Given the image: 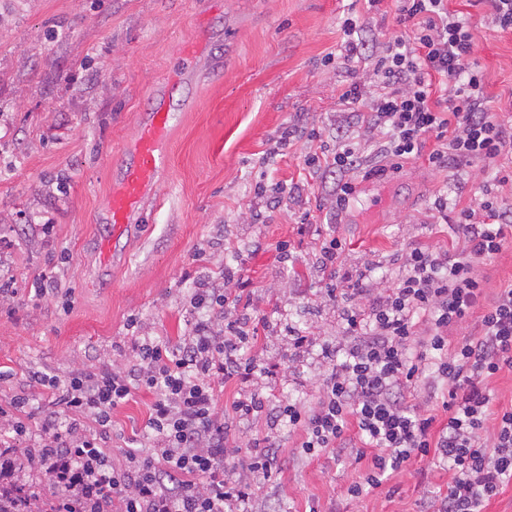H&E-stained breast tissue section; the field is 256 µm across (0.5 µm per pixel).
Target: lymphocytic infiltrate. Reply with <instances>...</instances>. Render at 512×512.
Instances as JSON below:
<instances>
[{"mask_svg": "<svg viewBox=\"0 0 512 512\" xmlns=\"http://www.w3.org/2000/svg\"><path fill=\"white\" fill-rule=\"evenodd\" d=\"M382 0H361L341 17V57L365 61L363 17ZM400 30L382 41L369 80L339 94L347 108L363 107L364 135L372 153L346 141L333 157L307 154L304 163L333 175L334 211L343 215L358 195L359 180H383L402 162L422 158L443 172L512 157V124L493 112L478 65L474 33L448 0H396ZM456 246L413 245L401 255L392 286L374 289L373 266L343 272L345 245L337 236L320 246L322 297L341 310L345 340L328 355L314 402L276 407L274 424L303 434L302 451L340 463L370 459L363 480L347 492L377 487L414 458L448 469L447 493L431 495L424 512H483L512 481V406L498 407L488 387L512 371V286L486 298L479 263L512 239V208L488 194L457 209ZM205 311L182 347L145 340L134 369L85 371L61 380L34 376L32 392L83 414L92 428L45 421L26 450L52 488L55 512H246L251 485L279 473L272 427H263L264 390L275 366L261 352L272 331L254 303V288L239 264H225L223 288L192 297ZM224 320L216 331L214 317ZM476 332L449 346L448 332L468 321ZM235 397L218 408L216 384ZM442 389L446 420H437L411 397ZM152 394L146 426L150 445L131 448L122 467L103 447L113 410L137 390ZM0 420V462L15 467L17 438L33 433L25 401ZM246 455L251 483L229 481L231 460Z\"/></svg>", "mask_w": 512, "mask_h": 512, "instance_id": "lymphocytic-infiltrate-1", "label": "lymphocytic infiltrate"}]
</instances>
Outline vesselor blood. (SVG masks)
<instances>
[{"label": "vessel or blood", "mask_w": 512, "mask_h": 512, "mask_svg": "<svg viewBox=\"0 0 512 512\" xmlns=\"http://www.w3.org/2000/svg\"><path fill=\"white\" fill-rule=\"evenodd\" d=\"M185 77L182 71L171 74L165 86L154 91L151 110L142 116L135 138L125 148L126 157L111 181L107 206L109 234L99 247L103 263L112 262L116 241L126 233L134 217L143 212L159 173L168 165L173 109L167 91L178 86Z\"/></svg>", "instance_id": "b4317fda"}]
</instances>
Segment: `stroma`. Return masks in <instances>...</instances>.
<instances>
[{
  "instance_id": "stroma-1",
  "label": "stroma",
  "mask_w": 512,
  "mask_h": 512,
  "mask_svg": "<svg viewBox=\"0 0 512 512\" xmlns=\"http://www.w3.org/2000/svg\"><path fill=\"white\" fill-rule=\"evenodd\" d=\"M350 0H0V405L30 396L31 376L65 379L98 367H131L138 340L179 347L199 317L200 284L224 285L233 258L256 287L274 335L263 358L291 363L270 386L280 401L314 399L323 345L340 341L336 307L322 286L317 247L346 244V268L375 264L376 276L399 272L398 256L415 244L449 247L451 231L433 202L474 204L480 169L438 172L403 162L382 181L359 184L357 203L332 216V179L305 169L306 139L276 149L289 122L319 131L327 150L360 129L338 100L357 71L330 62L338 19ZM474 32L472 58L501 119L512 118V34L488 26L491 0H450ZM205 32L206 50L189 64L183 48ZM192 68L174 91L170 163L153 199L117 245L110 267L98 243L109 184L123 144L152 105L151 90L170 72ZM299 184L300 198L274 205L254 196L257 182ZM320 207L309 233L299 216ZM291 244L288 261L277 243ZM50 291L34 296L36 283ZM319 344L289 361L288 330ZM152 395L136 391L112 414L105 447L114 464L147 446ZM300 433L278 429L277 479L252 487L251 512H420L448 474L412 460L407 475L347 493L366 464L346 467L306 457Z\"/></svg>"
}]
</instances>
